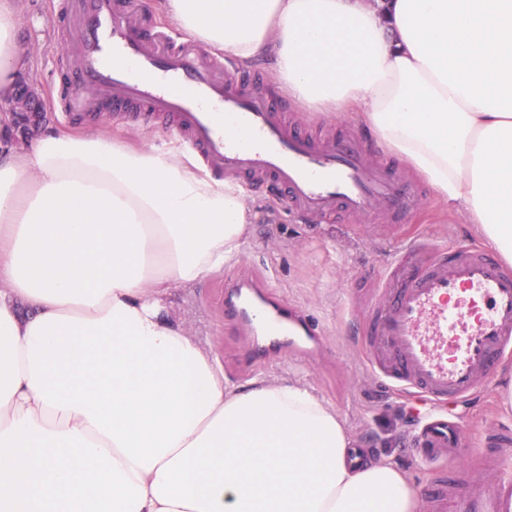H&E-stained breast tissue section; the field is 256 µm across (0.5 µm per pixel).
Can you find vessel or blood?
<instances>
[{
  "label": "vessel or blood",
  "instance_id": "1",
  "mask_svg": "<svg viewBox=\"0 0 512 512\" xmlns=\"http://www.w3.org/2000/svg\"><path fill=\"white\" fill-rule=\"evenodd\" d=\"M70 40L62 63V112L81 117L136 106L173 117L176 145L211 177L243 189L278 186L307 216L345 214L374 224L398 219L409 198L394 168L369 160L357 135L323 139L299 132L250 79L225 77L191 39H148L133 4L62 0ZM360 314L362 346L374 372L425 400L412 453L432 472L426 512H512V469L492 449L471 445L447 404L478 396L512 361V270L490 250L437 246L427 265L400 255L374 283ZM224 316L245 337L242 367L273 356H325L318 327L284 302L272 283L241 270L224 283Z\"/></svg>",
  "mask_w": 512,
  "mask_h": 512
}]
</instances>
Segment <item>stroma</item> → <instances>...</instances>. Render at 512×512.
Instances as JSON below:
<instances>
[{"label":"stroma","instance_id":"1","mask_svg":"<svg viewBox=\"0 0 512 512\" xmlns=\"http://www.w3.org/2000/svg\"><path fill=\"white\" fill-rule=\"evenodd\" d=\"M59 2L16 0L28 55L22 76L33 83L44 102L42 130L120 131L131 143H144L161 153L172 152L167 135L171 117L96 112L71 123L54 110L60 72L56 44L63 39L64 31L53 26L51 16ZM270 67V61L263 59L253 63L250 70L270 94L278 95L288 114L303 119L306 128L336 134L352 126V119L306 112L287 96L279 95ZM400 175L413 202L397 231H378L344 217H311L301 222L275 187L256 186L248 196L256 218L240 255L197 286L173 289L169 314L206 353L220 360L229 384L245 387L257 379L306 385L336 408L361 446L397 462L421 496L428 484L426 467L409 453L418 418L409 398L396 395L371 372L348 314L349 299L354 296L365 301L374 279L408 246L419 245L427 238L448 246L471 245L477 238L463 215L440 208L426 181L405 169ZM241 266L270 280L284 301L301 306L318 324L328 352L324 368L284 358L261 363L251 374L239 369L242 338L237 328L224 320V280ZM503 384V376H493L484 397L455 407L454 413L470 431L472 441H479L485 432L512 429V407L504 404Z\"/></svg>","mask_w":512,"mask_h":512}]
</instances>
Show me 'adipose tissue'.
Masks as SVG:
<instances>
[{
	"label": "adipose tissue",
	"instance_id": "ef3b65f1",
	"mask_svg": "<svg viewBox=\"0 0 512 512\" xmlns=\"http://www.w3.org/2000/svg\"><path fill=\"white\" fill-rule=\"evenodd\" d=\"M0 0V100L26 60ZM213 54L349 113L512 266V0H162ZM253 214L104 133L0 152V512H420L401 467L299 384L229 385L166 313Z\"/></svg>",
	"mask_w": 512,
	"mask_h": 512
}]
</instances>
